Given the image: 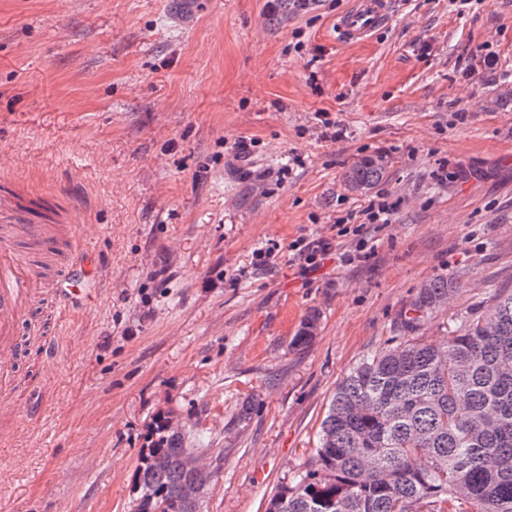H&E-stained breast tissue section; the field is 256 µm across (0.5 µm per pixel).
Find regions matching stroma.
I'll return each mask as SVG.
<instances>
[{"mask_svg": "<svg viewBox=\"0 0 512 512\" xmlns=\"http://www.w3.org/2000/svg\"><path fill=\"white\" fill-rule=\"evenodd\" d=\"M350 2L0 0V186L77 207L101 271L96 305L19 372L32 413L0 445V512H133L159 413L209 443L203 512H265L312 465L349 369L402 342L425 281L455 286L421 328L436 342L512 288V0H395L387 28L344 45ZM485 53L493 70L464 80ZM321 111L340 140L320 139ZM374 155L384 178L351 191ZM376 191L402 205L368 260L294 261L301 236L353 249L334 224ZM269 247L275 267L253 268ZM385 175V167L380 159L367 157L354 164L345 173V182L350 190L365 191L378 183Z\"/></svg>", "mask_w": 512, "mask_h": 512, "instance_id": "stroma-1", "label": "stroma"}]
</instances>
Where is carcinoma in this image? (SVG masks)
Returning <instances> with one entry per match:
<instances>
[{"instance_id":"1","label":"carcinoma","mask_w":512,"mask_h":512,"mask_svg":"<svg viewBox=\"0 0 512 512\" xmlns=\"http://www.w3.org/2000/svg\"><path fill=\"white\" fill-rule=\"evenodd\" d=\"M385 175L362 159L345 173L353 191ZM454 291L425 281L400 310L405 342L364 355L346 374L321 422L315 464L294 475L266 512H512V290L462 319L441 342L415 336ZM310 313L294 348L313 340ZM184 435L158 417L132 491L138 512H187L194 476Z\"/></svg>"}]
</instances>
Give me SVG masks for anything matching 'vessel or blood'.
I'll return each instance as SVG.
<instances>
[{"instance_id":"vessel-or-blood-1","label":"vessel or blood","mask_w":512,"mask_h":512,"mask_svg":"<svg viewBox=\"0 0 512 512\" xmlns=\"http://www.w3.org/2000/svg\"><path fill=\"white\" fill-rule=\"evenodd\" d=\"M391 0H352L349 9L336 18V34L345 42L365 40L386 27ZM71 213H56L51 224L38 222L29 211L0 203V419L20 421L22 408L14 400L17 368L26 353V337H34L36 348L46 351L54 343L57 327L39 328L31 323L32 313L43 293L44 283L37 266L21 255L16 238L46 257L65 252L66 262L53 284L58 317L82 311L92 302L90 279L92 259L77 240L61 243L57 224L72 223Z\"/></svg>"}]
</instances>
